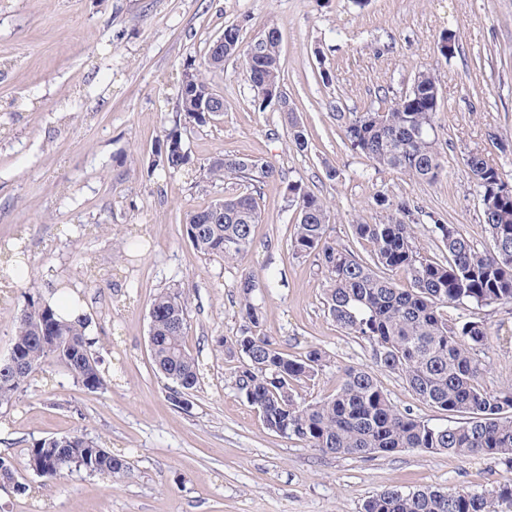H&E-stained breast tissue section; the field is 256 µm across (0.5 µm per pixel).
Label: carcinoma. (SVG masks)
<instances>
[{
    "instance_id": "1",
    "label": "carcinoma",
    "mask_w": 512,
    "mask_h": 512,
    "mask_svg": "<svg viewBox=\"0 0 512 512\" xmlns=\"http://www.w3.org/2000/svg\"><path fill=\"white\" fill-rule=\"evenodd\" d=\"M224 53L210 43L203 61L188 64L181 86V112L158 143L152 166L178 171L189 164L181 123L203 126L210 115L201 104L219 95L212 75L224 70V60L241 59L257 93L281 87L280 35L270 28L254 51L243 43L241 28H224ZM439 85L429 69L417 71L402 95L378 97V108L341 115L352 150L369 162L432 183L443 172L436 115ZM288 123L295 146L307 147L304 130L292 107H278ZM464 164L480 189L482 219L492 245L480 250L454 224L424 212L407 200L374 197L386 213L378 224H352L351 236L372 247L366 261L349 248L329 240L330 209L325 201L297 186L290 187L298 212L290 239L294 254L314 256L325 277L328 315L344 333L366 342L374 367L399 375L425 403L448 413L454 422L435 426L392 404L374 373L364 367L344 369L336 392L306 402L296 387L326 366L327 354L313 348L290 357L271 338L254 333L262 314L253 301L260 284L251 276L237 283L243 325L231 345L224 337L217 346L238 355L235 389L260 414L268 429L297 439L325 454L359 456L389 454L402 449L445 452L452 456L483 455L512 463V386L487 391L479 383L477 352L488 341L483 322L448 318V307H490L512 303V185L479 151H470ZM215 181L248 184L275 180L279 170L261 157L226 153L207 168ZM186 213L183 232L201 254L221 260L244 259L253 246V228L261 209L246 190ZM428 221L427 232L445 250L442 261L424 257L416 244L417 224ZM402 270L407 284L381 276L376 269ZM191 301L184 290L167 289L155 295L149 308L150 352L156 370L173 383L170 400L189 410L200 384L198 360L185 345ZM91 321L84 316L67 321L52 306L30 298L17 320L11 351L19 368L0 363V408L13 405L28 383L49 366L68 372L85 389L104 388ZM25 467L52 481L78 469L116 479L131 475L127 460L112 454L82 433L48 437L30 448ZM0 479L15 482L17 493L26 485L17 480L14 460L0 455ZM512 503V484L492 491L471 492L424 487L387 489L370 497L363 512H499V503Z\"/></svg>"
}]
</instances>
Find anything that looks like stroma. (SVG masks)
<instances>
[{"instance_id":"1","label":"stroma","mask_w":512,"mask_h":512,"mask_svg":"<svg viewBox=\"0 0 512 512\" xmlns=\"http://www.w3.org/2000/svg\"><path fill=\"white\" fill-rule=\"evenodd\" d=\"M230 24L247 43L278 28L282 89L307 148L289 140L283 113L255 110L257 92L232 57L213 78L223 115L182 130L189 164L152 169L187 64L201 62ZM448 31L456 48L447 59L436 45ZM422 67L435 70L441 99L443 173L433 183L373 165L337 119L375 105L378 89L401 94ZM472 150L512 183V0H0V240L21 238L28 256L26 274L0 288V359L28 298L65 287L91 319L106 380L90 392L51 368L0 408V453L28 486L1 490L0 512H362L395 486H502L512 470L488 456L331 455L276 434L236 391L237 359L216 347L238 334L236 284L252 276L262 284L260 333L288 356L313 347L329 356L299 395L334 393L346 367L370 365L371 351L337 329L314 258L290 248V185L326 201L331 239L363 258L371 247L353 241L349 227L384 220L379 194L444 216L485 249L480 193L463 163ZM227 153L264 158L282 173L257 186L262 221L239 262L203 256L182 228L187 211L238 190L204 172ZM169 288L192 301L185 343L202 379L187 412L171 404L148 342L150 304ZM448 315L491 332L479 354L483 388L512 385V304ZM376 378L399 410L447 424L399 375ZM76 431L124 457L131 476L73 471L47 482L26 469L35 440Z\"/></svg>"}]
</instances>
